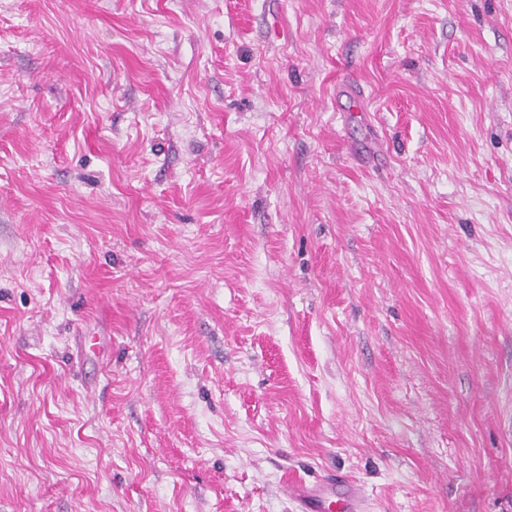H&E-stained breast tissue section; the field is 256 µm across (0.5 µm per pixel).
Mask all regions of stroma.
Here are the masks:
<instances>
[{
	"label": "stroma",
	"instance_id": "obj_1",
	"mask_svg": "<svg viewBox=\"0 0 512 512\" xmlns=\"http://www.w3.org/2000/svg\"><path fill=\"white\" fill-rule=\"evenodd\" d=\"M512 512V0H0V512ZM323 488H327V486L316 489L289 487L291 494L299 504L302 512H323L324 509H327L331 502L326 506L325 501L327 497Z\"/></svg>",
	"mask_w": 512,
	"mask_h": 512
}]
</instances>
